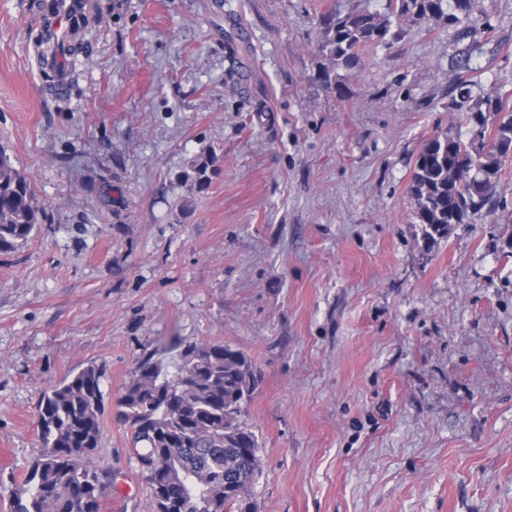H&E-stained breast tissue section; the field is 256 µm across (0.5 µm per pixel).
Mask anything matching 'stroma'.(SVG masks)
Wrapping results in <instances>:
<instances>
[{
	"instance_id": "35a3bbf8",
	"label": "stroma",
	"mask_w": 512,
	"mask_h": 512,
	"mask_svg": "<svg viewBox=\"0 0 512 512\" xmlns=\"http://www.w3.org/2000/svg\"><path fill=\"white\" fill-rule=\"evenodd\" d=\"M42 2L0 0V147L44 210L0 251V512L42 393L91 364L104 512H153L115 400L173 339L256 367L253 512H512V160L429 249L408 192L426 142L469 131L460 86L512 98V0H474L470 71L454 30L406 25L343 96L320 16L385 0H87L48 65Z\"/></svg>"
}]
</instances>
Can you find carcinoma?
Listing matches in <instances>:
<instances>
[{
  "label": "carcinoma",
  "mask_w": 512,
  "mask_h": 512,
  "mask_svg": "<svg viewBox=\"0 0 512 512\" xmlns=\"http://www.w3.org/2000/svg\"><path fill=\"white\" fill-rule=\"evenodd\" d=\"M472 0H386L369 10L321 15L318 79L343 94L345 79L367 47L395 36L393 24L442 21L464 37L476 29ZM470 125L468 140L438 135L420 152L409 186L426 248L453 224L491 202L512 151V105L500 98L457 102ZM29 180L0 149V251L14 250L41 223ZM105 372L90 365L44 392L39 400L43 452L14 495V512H103L112 469L88 467L100 446ZM255 387L251 360L222 341L184 346L175 371L150 354L136 365L117 399L133 458L147 483L154 512H224L251 498L263 474L258 436L243 420Z\"/></svg>",
  "instance_id": "cac0c4a2"
}]
</instances>
